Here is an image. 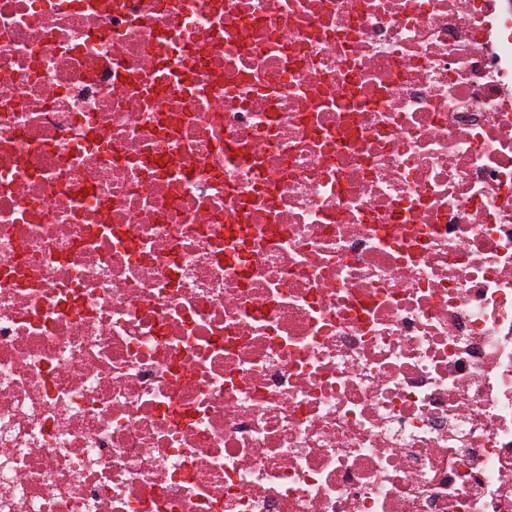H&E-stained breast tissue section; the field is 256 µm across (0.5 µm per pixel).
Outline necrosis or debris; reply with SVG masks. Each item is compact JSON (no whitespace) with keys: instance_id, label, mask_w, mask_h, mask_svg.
<instances>
[{"instance_id":"4bbe7bcc","label":"necrosis or debris","mask_w":512,"mask_h":512,"mask_svg":"<svg viewBox=\"0 0 512 512\" xmlns=\"http://www.w3.org/2000/svg\"><path fill=\"white\" fill-rule=\"evenodd\" d=\"M0 512H512V0H0Z\"/></svg>"}]
</instances>
